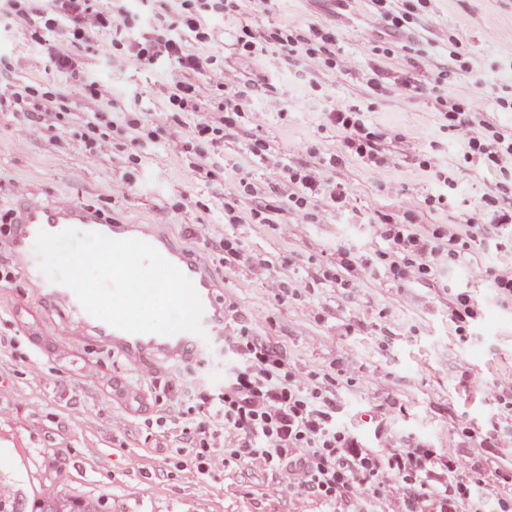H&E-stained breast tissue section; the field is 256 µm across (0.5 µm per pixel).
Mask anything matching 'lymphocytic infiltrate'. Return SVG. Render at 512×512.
<instances>
[{
    "instance_id": "lymphocytic-infiltrate-1",
    "label": "lymphocytic infiltrate",
    "mask_w": 512,
    "mask_h": 512,
    "mask_svg": "<svg viewBox=\"0 0 512 512\" xmlns=\"http://www.w3.org/2000/svg\"><path fill=\"white\" fill-rule=\"evenodd\" d=\"M97 0H49L48 27L61 34L83 38L89 30H111L124 36L128 57L145 66L164 64L177 69L178 80L162 83L155 94L159 100L188 111L202 91L193 77L208 72L211 87L221 91L219 111L225 128L248 111L249 100L257 97L260 85L240 80L236 74L214 65L192 52L190 41L208 37L213 16L247 9L258 13L267 0H194L191 11L177 14L167 25L145 23L136 33L125 34L126 9L117 6L105 13ZM335 36L318 34L309 39L292 31L257 34L242 28L236 44L241 52L268 56L281 64H294L306 71L309 63L323 61L331 69L350 70L348 57L336 53ZM483 106L480 98L469 97L450 106L444 118L450 135L465 146L463 161L473 167L489 166L500 183L512 182V130L477 129L476 116ZM330 124L342 131L351 155L370 161L379 155V133L357 108H334ZM292 190L287 195L266 196L250 215L266 224L275 223L279 212L294 210L304 224L318 220V205L343 207L349 200L346 185L329 180L323 163L300 169L289 168ZM406 223L392 237L394 246L416 253V261H391L373 269V276L407 287L412 279L436 276L448 263L460 260L456 238H449L447 251H440L416 231L409 216L410 204H402ZM230 357L224 362V397L205 399L209 387L200 377L184 383V397L199 400L202 418L197 434L235 433V459L258 462L284 475L285 490L322 499L328 505L340 500H358L378 495L402 499L407 512H500L499 489L486 481L481 470H461L455 452L441 455L410 448L375 449L364 446L336 416V396L329 391L309 389L291 379L282 355L250 336L247 326H236L225 337Z\"/></svg>"
}]
</instances>
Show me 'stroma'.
<instances>
[{
    "label": "stroma",
    "instance_id": "35a3bbf8",
    "mask_svg": "<svg viewBox=\"0 0 512 512\" xmlns=\"http://www.w3.org/2000/svg\"><path fill=\"white\" fill-rule=\"evenodd\" d=\"M405 7L406 28L378 33L370 28L371 0H271L256 16L214 18L211 39L194 51L243 78L268 76L288 98L286 115H271L260 130L240 120L220 148L197 135L189 114L155 98L170 69L136 63L111 35L94 31L74 41L36 21L0 34V83L35 91L33 112L0 110V483L25 505L54 489L101 501V512L326 510L315 497L282 491L278 472L239 463L196 434L199 407L181 397L179 385L205 373L211 398H221L223 363L206 354L132 362L64 304L40 299L15 252L19 202L68 197L111 224L154 225L186 250L207 271L225 326L243 322L283 353L292 374L335 392L341 418L365 446L452 449L466 469L485 459L487 481L512 490V403L473 385L512 377V296H491L457 265L408 288L363 274L356 287L339 285L347 273L336 266L337 250L377 262L388 248L378 219L401 217L404 197L422 233L452 228L472 263L512 262L511 249L466 226V214L496 194L497 180L465 165L425 92L448 73L449 99L482 96L485 123L512 127V112L495 104L499 88L512 86V0H407ZM245 24L266 33L328 28L355 67L340 74L316 63L304 77L294 68L272 72L268 61L235 49ZM370 37L387 54L365 51ZM56 50L107 89L113 111L96 99L73 103L69 75L47 62L32 66L33 57ZM410 75L422 93L388 91L390 81ZM333 107L360 108L383 133L380 167L345 156L341 131L326 119ZM116 111L143 113L144 131L158 138L132 149L112 126ZM257 137L296 167L339 155L327 175L348 187L350 206L328 210L315 224H225V184L266 178L249 150ZM426 155L447 172L454 206L433 203L442 188L421 164ZM228 237L249 254L232 272L224 268ZM278 271L302 281L277 287ZM461 293L470 309L462 325L450 315ZM489 437L495 447L481 448Z\"/></svg>",
    "mask_w": 512,
    "mask_h": 512
}]
</instances>
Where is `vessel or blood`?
<instances>
[{
    "instance_id": "obj_1",
    "label": "vessel or blood",
    "mask_w": 512,
    "mask_h": 512,
    "mask_svg": "<svg viewBox=\"0 0 512 512\" xmlns=\"http://www.w3.org/2000/svg\"><path fill=\"white\" fill-rule=\"evenodd\" d=\"M16 249L22 260L24 271L34 287L40 288L44 299L59 301L77 310L81 322L94 335L110 341L113 347L127 355L136 357L152 351L166 355L186 353L205 354L223 339L224 313L213 298L212 282L208 275L186 253L167 237L157 234L145 224H109L78 200L67 198L52 204L24 203L17 215ZM80 231H96L113 239L135 238L153 245L162 256L178 267L193 283L204 307L202 326L204 335L190 332L179 336L160 334H131L117 329L84 311L74 292L60 283L50 282L39 268L35 252V240L39 231L55 232L59 227Z\"/></svg>"
}]
</instances>
